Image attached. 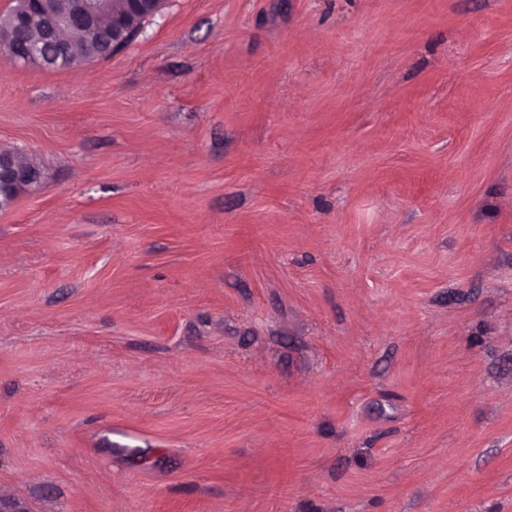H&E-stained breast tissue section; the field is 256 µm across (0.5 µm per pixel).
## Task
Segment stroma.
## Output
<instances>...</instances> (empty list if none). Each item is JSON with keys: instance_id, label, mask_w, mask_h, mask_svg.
I'll use <instances>...</instances> for the list:
<instances>
[{"instance_id": "1", "label": "stroma", "mask_w": 512, "mask_h": 512, "mask_svg": "<svg viewBox=\"0 0 512 512\" xmlns=\"http://www.w3.org/2000/svg\"><path fill=\"white\" fill-rule=\"evenodd\" d=\"M1 149L0 498L512 512V0H164ZM42 173L20 168L14 157L0 153V209L9 207L22 193L33 190L41 183Z\"/></svg>"}]
</instances>
